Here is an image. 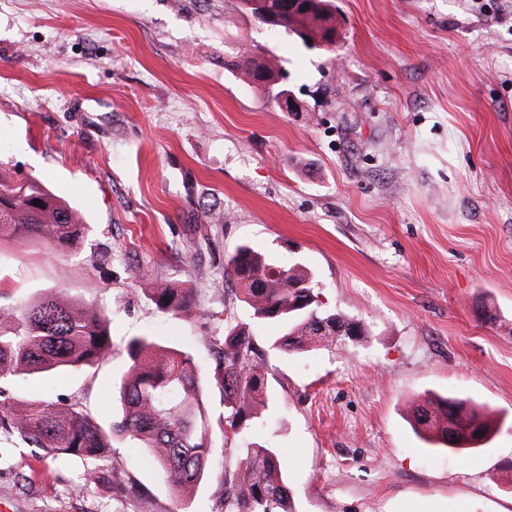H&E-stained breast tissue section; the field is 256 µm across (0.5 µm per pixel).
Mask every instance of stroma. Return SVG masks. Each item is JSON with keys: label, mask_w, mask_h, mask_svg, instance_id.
I'll list each match as a JSON object with an SVG mask.
<instances>
[{"label": "stroma", "mask_w": 512, "mask_h": 512, "mask_svg": "<svg viewBox=\"0 0 512 512\" xmlns=\"http://www.w3.org/2000/svg\"><path fill=\"white\" fill-rule=\"evenodd\" d=\"M235 0H0V175L91 224L76 249L0 242V308L47 292L111 320L92 367L5 382L9 396L111 429L125 344L153 336L202 365L226 311L253 326L297 512H512V0H332L333 48L242 17ZM264 60L284 112L236 68ZM250 244L311 273L324 308L366 331L299 358L270 346L224 278ZM203 312H160L149 286ZM486 405V448L435 452L425 394ZM215 453L193 498L130 443L42 461L0 434V512H213ZM104 479H96V472ZM151 289L154 303L163 312L184 318H191L200 312V306L189 288H178L170 283H157Z\"/></svg>", "instance_id": "stroma-1"}]
</instances>
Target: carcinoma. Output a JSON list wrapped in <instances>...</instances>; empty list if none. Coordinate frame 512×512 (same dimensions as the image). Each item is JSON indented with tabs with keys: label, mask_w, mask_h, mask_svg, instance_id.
<instances>
[{
	"label": "carcinoma",
	"mask_w": 512,
	"mask_h": 512,
	"mask_svg": "<svg viewBox=\"0 0 512 512\" xmlns=\"http://www.w3.org/2000/svg\"><path fill=\"white\" fill-rule=\"evenodd\" d=\"M327 0L314 8L300 5L284 11L283 0H271L272 11L288 15L291 31L303 29L307 43L335 27ZM252 83L270 99L279 94L258 81L271 67L252 57L241 65ZM40 205H34V201ZM92 226L77 210L36 183L12 185L0 179V241H39L69 250L81 244ZM258 320L276 323L281 334L271 346L285 357L335 344L336 325L352 324L339 312L319 308L314 280L300 264L276 260L243 245L224 269ZM163 312L190 318L200 312L192 292L170 283L152 288ZM112 349L104 313L77 308L58 293H47L12 309H0V381L13 376L92 367ZM128 366L117 386L121 417L112 435L142 445L148 459L165 474L174 492L185 495L203 480L214 447L204 399L205 385L224 396V416L217 421L225 438L240 436L261 421L273 404L265 366L256 357L253 334L244 323L224 327L213 362L202 372L192 353L166 346L153 336H134L126 345ZM422 440L448 451L469 453L490 442L496 421L468 398L428 397L414 411ZM0 432L18 434L54 460L76 457L94 463L112 447L106 432L89 415L67 405L42 400L17 402L0 416ZM239 466L224 468L221 512H296L284 477L286 459L279 448L249 443Z\"/></svg>",
	"instance_id": "carcinoma-1"
}]
</instances>
